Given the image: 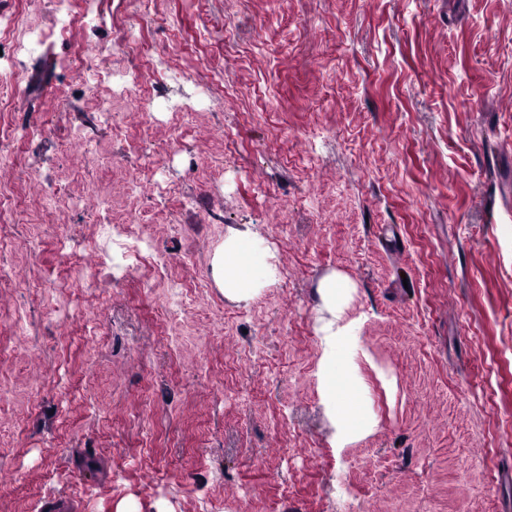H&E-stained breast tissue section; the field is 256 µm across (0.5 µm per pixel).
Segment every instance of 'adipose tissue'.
<instances>
[{
    "label": "adipose tissue",
    "mask_w": 512,
    "mask_h": 512,
    "mask_svg": "<svg viewBox=\"0 0 512 512\" xmlns=\"http://www.w3.org/2000/svg\"><path fill=\"white\" fill-rule=\"evenodd\" d=\"M213 276L225 296L237 301L252 298L262 285L271 283L277 276V267L271 254L262 248L255 237L236 233L225 238L213 259ZM342 283L329 277L323 280L320 290L330 317L322 332L324 348L319 367V378L325 385L324 405L328 412H335L341 391L349 382L345 369L338 362L337 349L351 335V325H337L334 315L340 306L337 299Z\"/></svg>",
    "instance_id": "adipose-tissue-1"
}]
</instances>
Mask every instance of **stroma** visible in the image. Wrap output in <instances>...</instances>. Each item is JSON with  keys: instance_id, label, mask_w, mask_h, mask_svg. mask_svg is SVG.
Wrapping results in <instances>:
<instances>
[{"instance_id": "stroma-1", "label": "stroma", "mask_w": 512, "mask_h": 512, "mask_svg": "<svg viewBox=\"0 0 512 512\" xmlns=\"http://www.w3.org/2000/svg\"><path fill=\"white\" fill-rule=\"evenodd\" d=\"M97 9L0 0V512H512V0ZM254 236L236 233L224 239L213 259V276L230 299L246 301L260 286L273 282L277 267ZM341 288L344 286L336 277L326 278L320 285L330 318L322 327L324 348L319 367V378L326 385L324 405L331 415L336 414L337 400L341 391L349 383L347 372L338 362L337 349L344 340L351 337V331L354 329L352 323L336 326V311H342V307L336 302Z\"/></svg>"}]
</instances>
